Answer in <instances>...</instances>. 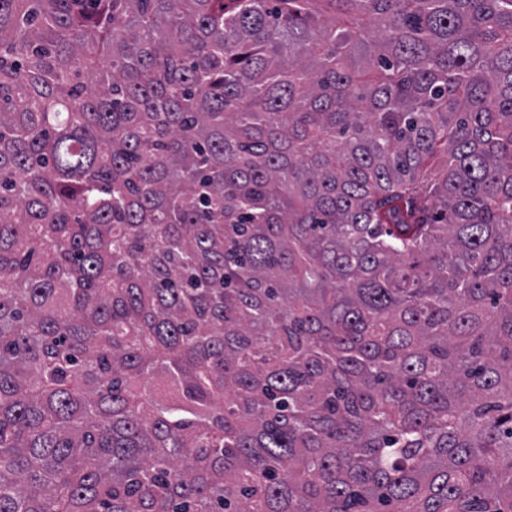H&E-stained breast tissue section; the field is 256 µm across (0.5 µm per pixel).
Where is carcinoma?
I'll return each instance as SVG.
<instances>
[{
  "mask_svg": "<svg viewBox=\"0 0 512 512\" xmlns=\"http://www.w3.org/2000/svg\"><path fill=\"white\" fill-rule=\"evenodd\" d=\"M0 512H512V0H0Z\"/></svg>",
  "mask_w": 512,
  "mask_h": 512,
  "instance_id": "obj_1",
  "label": "carcinoma"
}]
</instances>
